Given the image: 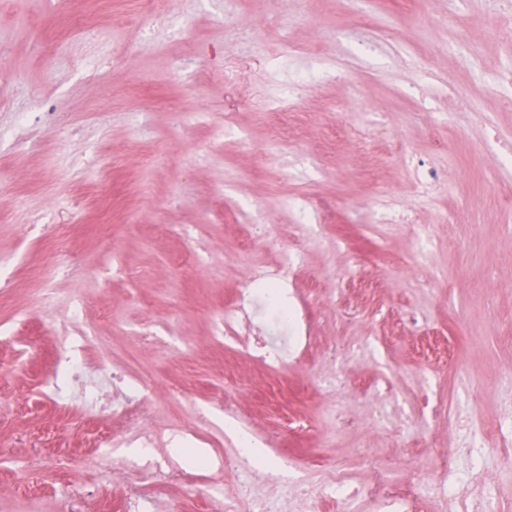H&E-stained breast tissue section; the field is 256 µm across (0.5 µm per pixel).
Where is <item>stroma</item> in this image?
<instances>
[{
	"label": "stroma",
	"instance_id": "stroma-1",
	"mask_svg": "<svg viewBox=\"0 0 512 512\" xmlns=\"http://www.w3.org/2000/svg\"><path fill=\"white\" fill-rule=\"evenodd\" d=\"M173 2L178 33L144 40L122 12L94 38L72 35L86 0H0V324L10 329L0 340V512H123L126 489L108 468L65 465L84 449L83 402L44 397L76 299L94 335L87 374H151L153 426L190 424L209 454L232 455L230 387L241 423L276 438L272 457L297 461L254 475L204 472L192 449L156 448L181 471L143 512H208L197 488L254 485L274 512H301L293 489L322 485L319 459L348 461L361 485L371 465L428 462L421 438L455 446L425 398L491 415L512 393V165L497 146L512 142V108L499 93L512 80V40L480 27L489 0H235L228 11ZM64 36L67 50L46 63L42 44ZM113 44L122 58L96 65ZM288 46L337 75L309 85L289 114L293 146L272 141L270 120L249 105ZM41 98L53 110L40 128L17 124L16 112ZM409 154L448 178L417 202L413 224L381 230L376 189L413 196ZM299 196L321 207L309 238L290 205ZM257 205L270 233L302 253L289 286L313 341L306 365L247 385L235 376L249 366L214 331L267 257L250 222ZM107 219L111 250L95 234ZM58 224L70 225L85 275H58ZM420 228L433 261L408 274L398 262ZM128 269L149 287L132 285ZM46 279L56 290L49 305L35 299ZM148 333L153 346H141ZM282 409L306 413L312 427L283 434ZM336 412L354 427L335 428Z\"/></svg>",
	"mask_w": 512,
	"mask_h": 512
}]
</instances>
